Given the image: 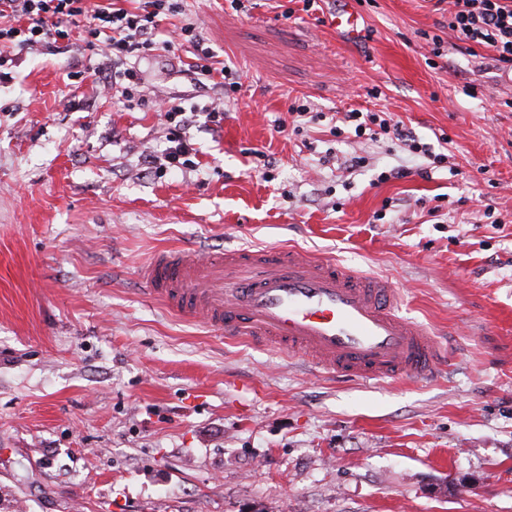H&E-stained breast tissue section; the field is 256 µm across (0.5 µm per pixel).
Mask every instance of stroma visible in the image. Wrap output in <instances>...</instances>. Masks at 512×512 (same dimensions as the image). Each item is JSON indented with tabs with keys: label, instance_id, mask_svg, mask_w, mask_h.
I'll return each mask as SVG.
<instances>
[{
	"label": "stroma",
	"instance_id": "35a3bbf8",
	"mask_svg": "<svg viewBox=\"0 0 512 512\" xmlns=\"http://www.w3.org/2000/svg\"><path fill=\"white\" fill-rule=\"evenodd\" d=\"M287 2L187 0L241 76L218 132L184 49L141 61L142 105L69 85L102 63L79 38L0 83V512H512V86L479 55L430 61L448 0H355L353 43L336 0L319 18ZM158 97L189 111L192 168L147 166ZM299 99L312 118L278 131ZM353 109L446 141L445 162L332 137ZM177 245H291L389 279L456 359L347 381L226 341L141 291ZM343 1L344 8L338 10L331 19L332 26L336 29V34L346 39H355L359 36V16L349 6L352 0Z\"/></svg>",
	"mask_w": 512,
	"mask_h": 512
}]
</instances>
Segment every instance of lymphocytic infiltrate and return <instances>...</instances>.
<instances>
[{"instance_id": "obj_1", "label": "lymphocytic infiltrate", "mask_w": 512, "mask_h": 512, "mask_svg": "<svg viewBox=\"0 0 512 512\" xmlns=\"http://www.w3.org/2000/svg\"><path fill=\"white\" fill-rule=\"evenodd\" d=\"M126 0H0V83L12 77L17 64L16 51L36 50L47 45L66 48L73 31H80L84 42L99 47L105 62L99 71L112 90L126 101L141 93L139 62L158 52L174 51L176 46L193 49L189 71L197 80L211 82L219 96L237 92L235 71L224 66L211 48L205 47L198 26L185 9V0H137L135 7ZM446 29L454 47L472 53L487 50L498 70L512 73V0H449ZM167 125V145L161 155L149 156L153 165L189 168L197 150L184 131L185 110L167 103L163 109ZM356 137L383 135L396 140L411 153L433 162H444V154L429 144L404 133L398 121L378 112L350 111Z\"/></svg>"}]
</instances>
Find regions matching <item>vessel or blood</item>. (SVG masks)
Listing matches in <instances>:
<instances>
[{
    "label": "vessel or blood",
    "mask_w": 512,
    "mask_h": 512,
    "mask_svg": "<svg viewBox=\"0 0 512 512\" xmlns=\"http://www.w3.org/2000/svg\"><path fill=\"white\" fill-rule=\"evenodd\" d=\"M331 24L343 38L359 35L351 8L338 10ZM138 280L170 312L229 340L303 356L327 375L421 378L448 360L434 332L401 313L388 281L292 246L162 249Z\"/></svg>",
    "instance_id": "obj_1"
}]
</instances>
